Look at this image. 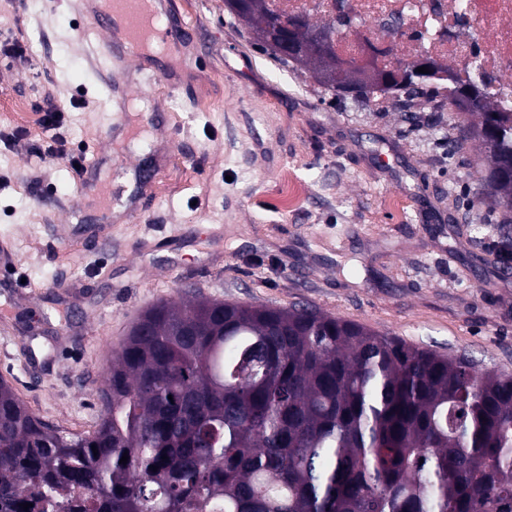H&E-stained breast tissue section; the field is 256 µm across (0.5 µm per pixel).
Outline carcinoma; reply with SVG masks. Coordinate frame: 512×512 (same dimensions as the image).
<instances>
[{
  "label": "carcinoma",
  "mask_w": 512,
  "mask_h": 512,
  "mask_svg": "<svg viewBox=\"0 0 512 512\" xmlns=\"http://www.w3.org/2000/svg\"><path fill=\"white\" fill-rule=\"evenodd\" d=\"M244 20L299 63L258 36L294 21L272 0ZM435 77L357 96H423ZM462 116L512 212V120L489 101ZM496 232L511 261L512 225ZM105 374L88 434L0 381V512H512V373L468 356L314 308L201 298L143 310Z\"/></svg>",
  "instance_id": "cac0c4a2"
}]
</instances>
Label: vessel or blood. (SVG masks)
Here are the masks:
<instances>
[{
  "instance_id": "vessel-or-blood-1",
  "label": "vessel or blood",
  "mask_w": 512,
  "mask_h": 512,
  "mask_svg": "<svg viewBox=\"0 0 512 512\" xmlns=\"http://www.w3.org/2000/svg\"><path fill=\"white\" fill-rule=\"evenodd\" d=\"M152 2L103 0L102 7H89L85 21L88 28L100 33L103 56L107 61L123 65L131 58L132 47L148 38L170 44L187 37V28L176 26L167 12L153 9ZM77 181L80 197H101L102 186L92 165H83Z\"/></svg>"
}]
</instances>
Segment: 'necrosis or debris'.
<instances>
[{
	"label": "necrosis or debris",
	"mask_w": 512,
	"mask_h": 512,
	"mask_svg": "<svg viewBox=\"0 0 512 512\" xmlns=\"http://www.w3.org/2000/svg\"><path fill=\"white\" fill-rule=\"evenodd\" d=\"M278 12L334 22V48L348 61L375 64L427 58L459 80L478 63L497 111L512 117V0H273Z\"/></svg>",
	"instance_id": "1"
}]
</instances>
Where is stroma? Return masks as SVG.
<instances>
[{"mask_svg":"<svg viewBox=\"0 0 512 512\" xmlns=\"http://www.w3.org/2000/svg\"><path fill=\"white\" fill-rule=\"evenodd\" d=\"M190 31L173 57L106 77L80 0H14L0 35V380L42 420L95 429L108 356L160 300L309 306L512 372V264L503 212L458 145L445 94L356 102L256 43L224 0H167ZM196 67L181 69L185 59ZM174 69L178 92L165 73ZM23 111H14V104ZM102 184L158 170L139 217L81 203L68 163L30 155L47 104ZM306 187L279 207L281 177Z\"/></svg>","mask_w":512,"mask_h":512,"instance_id":"35a3bbf8","label":"stroma"}]
</instances>
